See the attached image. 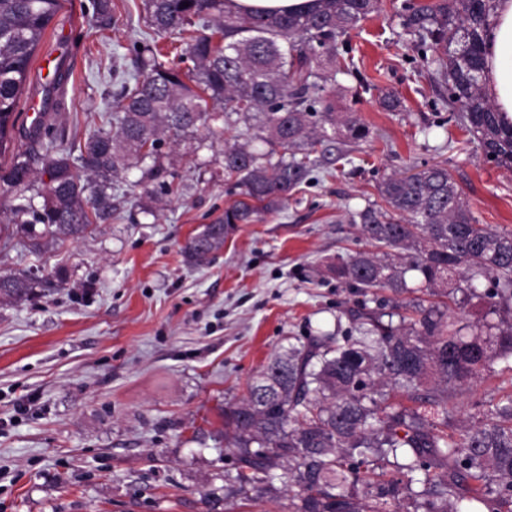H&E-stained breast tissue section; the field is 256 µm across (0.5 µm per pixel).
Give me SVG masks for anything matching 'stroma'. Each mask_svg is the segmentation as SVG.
Segmentation results:
<instances>
[{
	"mask_svg": "<svg viewBox=\"0 0 512 512\" xmlns=\"http://www.w3.org/2000/svg\"><path fill=\"white\" fill-rule=\"evenodd\" d=\"M110 3L115 21L101 27L94 0H64L31 58L1 168L58 133L84 140L132 79L153 31L144 0ZM404 4L380 0L337 45L354 70L337 78L336 114L358 117L367 138L337 139L338 163L318 165L282 210L234 225L207 264H187L182 248L238 198L224 144L241 123L220 140L200 129L166 141L177 193L130 169L112 187V222L92 235L37 254L0 237V274L67 272L62 287L0 301V512H288L287 479L247 497L225 481L238 456L224 408L289 346L352 327L364 295L328 271L365 247L349 213L386 177L442 165L478 223L512 231V169L459 128ZM157 42L161 63H177L169 38Z\"/></svg>",
	"mask_w": 512,
	"mask_h": 512,
	"instance_id": "35a3bbf8",
	"label": "stroma"
}]
</instances>
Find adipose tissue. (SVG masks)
<instances>
[{
    "instance_id": "ef3b65f1",
    "label": "adipose tissue",
    "mask_w": 512,
    "mask_h": 512,
    "mask_svg": "<svg viewBox=\"0 0 512 512\" xmlns=\"http://www.w3.org/2000/svg\"><path fill=\"white\" fill-rule=\"evenodd\" d=\"M486 91L496 111L512 121V0H496L485 36Z\"/></svg>"
}]
</instances>
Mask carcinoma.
I'll return each instance as SVG.
<instances>
[{
	"mask_svg": "<svg viewBox=\"0 0 512 512\" xmlns=\"http://www.w3.org/2000/svg\"><path fill=\"white\" fill-rule=\"evenodd\" d=\"M188 6H183V3ZM226 0H145L157 35L197 27L182 49L187 71L166 67L156 48L144 46L138 75L122 86L105 126L84 141L48 144L16 156L0 170V188L35 193L16 197L8 224L28 247L79 240L112 223V184L152 160L143 177L162 171L158 147L168 137L237 116L248 138L224 145V177L241 199L184 247L200 266L224 245L235 224L288 203L291 191L311 179L312 155L327 163L336 139L331 97L336 75L349 71L336 44L378 9V0H314L298 12L232 11ZM494 0L407 3V25L434 52L438 78L448 84V105L459 103L461 124L486 158L512 167V122L485 96L482 33ZM61 0H0V145L15 122L18 93L32 52ZM352 140L367 137L356 118L343 122ZM371 249L340 260L336 279L366 293L390 289L414 297L389 311L354 314L357 335L311 336L272 359L247 396L224 408V433L238 451L236 474L224 479L247 487L271 482L288 463V486L297 488L295 512H512V392L474 398V386L492 365L512 372V231L479 224L457 184L442 166L392 175L378 198L349 214ZM414 272L420 287L410 288ZM483 278L491 289L479 293ZM66 272L45 277L0 274V298L22 300L38 288L64 284ZM488 311L462 324L457 311L472 297ZM508 314L500 324L489 317ZM465 398L468 423L448 429L453 401ZM258 449H252V445Z\"/></svg>",
	"mask_w": 512,
	"mask_h": 512,
	"instance_id": "1",
	"label": "carcinoma"
}]
</instances>
